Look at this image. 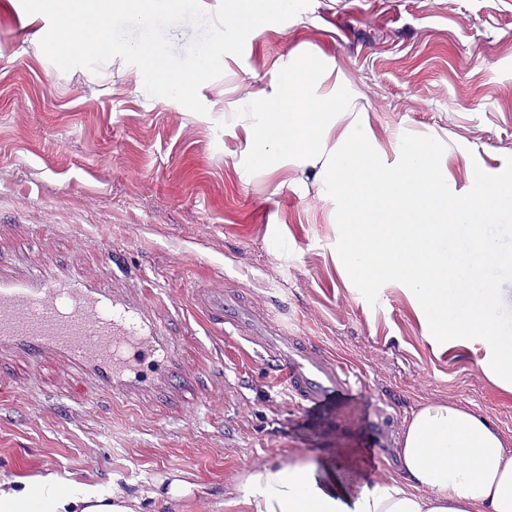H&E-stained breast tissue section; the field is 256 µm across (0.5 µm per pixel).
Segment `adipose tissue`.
<instances>
[{
	"label": "adipose tissue",
	"instance_id": "obj_1",
	"mask_svg": "<svg viewBox=\"0 0 512 512\" xmlns=\"http://www.w3.org/2000/svg\"><path fill=\"white\" fill-rule=\"evenodd\" d=\"M398 467L353 482L361 451L336 446L316 460H256L227 507L234 512H512V437L495 420L448 403L422 406L403 426ZM193 486L178 473L153 478L139 496L93 478L0 477V512H137L142 499L174 508Z\"/></svg>",
	"mask_w": 512,
	"mask_h": 512
}]
</instances>
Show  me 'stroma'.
I'll list each match as a JSON object with an SVG mask.
<instances>
[{
	"label": "stroma",
	"instance_id": "stroma-1",
	"mask_svg": "<svg viewBox=\"0 0 512 512\" xmlns=\"http://www.w3.org/2000/svg\"><path fill=\"white\" fill-rule=\"evenodd\" d=\"M46 16L0 0V272L64 270L149 302L177 336V373L165 390L115 398L61 358L0 351V472L80 478L135 492L170 471L204 486L178 510L228 512L220 495L275 452L318 455L343 443L366 470L394 469L371 417L394 428L431 402L492 416L512 436V395L480 375L477 358L440 353L400 285L369 304L336 264V206L315 167L289 163L248 174L235 116L271 95L299 55L324 61L321 92L354 97L327 146L360 122L386 164L403 133L445 146L458 194L475 168L496 174L512 156V0H312L292 19L248 36L242 57L203 84L206 114L146 95L138 69L115 57L98 72L60 71L40 40ZM224 288L276 312L360 373L349 394L303 408L261 354L231 328L206 323L195 284Z\"/></svg>",
	"mask_w": 512,
	"mask_h": 512
}]
</instances>
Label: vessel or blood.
I'll return each mask as SVG.
<instances>
[{"label": "vessel or blood", "instance_id": "b4317fda", "mask_svg": "<svg viewBox=\"0 0 512 512\" xmlns=\"http://www.w3.org/2000/svg\"><path fill=\"white\" fill-rule=\"evenodd\" d=\"M197 306L209 323L229 325L254 345L301 406H318L358 380L317 344L289 336L274 311L252 309L206 284L197 291ZM4 345L34 357L59 355L125 396H140L175 374L174 339L141 297L38 267L19 278L0 276Z\"/></svg>", "mask_w": 512, "mask_h": 512}]
</instances>
